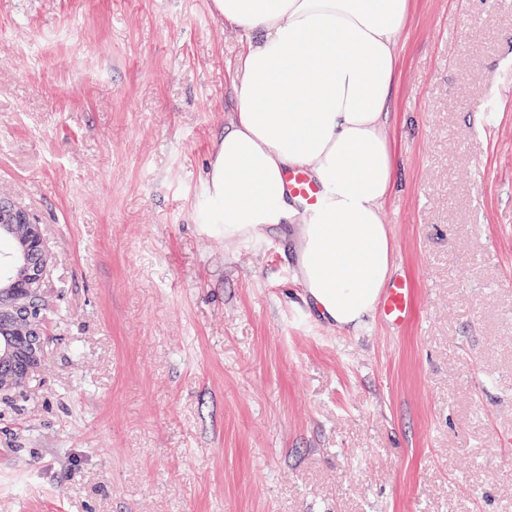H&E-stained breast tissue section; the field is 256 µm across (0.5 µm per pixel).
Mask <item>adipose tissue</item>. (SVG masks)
Segmentation results:
<instances>
[{
  "instance_id": "adipose-tissue-1",
  "label": "adipose tissue",
  "mask_w": 512,
  "mask_h": 512,
  "mask_svg": "<svg viewBox=\"0 0 512 512\" xmlns=\"http://www.w3.org/2000/svg\"><path fill=\"white\" fill-rule=\"evenodd\" d=\"M235 28L236 110L208 174V223L237 239L302 225L297 276L321 316L359 329L393 266L383 219L394 190L384 127L410 0H211ZM308 169L322 205L303 209L284 175Z\"/></svg>"
}]
</instances>
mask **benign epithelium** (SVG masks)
<instances>
[{
    "label": "benign epithelium",
    "mask_w": 512,
    "mask_h": 512,
    "mask_svg": "<svg viewBox=\"0 0 512 512\" xmlns=\"http://www.w3.org/2000/svg\"><path fill=\"white\" fill-rule=\"evenodd\" d=\"M0 222L4 224H32L34 219L29 212L10 202L0 203ZM20 260L16 262L17 280L27 288L38 287L45 281L49 272L46 257L49 256L41 231H36L22 243ZM6 321L17 328L23 336V355L16 368L0 376L1 385L26 383L39 369L46 352L44 336L45 316L40 304L21 301L9 307L0 308V322Z\"/></svg>",
    "instance_id": "7a95c632"
}]
</instances>
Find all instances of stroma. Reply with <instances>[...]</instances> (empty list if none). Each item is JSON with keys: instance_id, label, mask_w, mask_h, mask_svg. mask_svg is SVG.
I'll list each match as a JSON object with an SVG mask.
<instances>
[{"instance_id": "obj_1", "label": "stroma", "mask_w": 512, "mask_h": 512, "mask_svg": "<svg viewBox=\"0 0 512 512\" xmlns=\"http://www.w3.org/2000/svg\"><path fill=\"white\" fill-rule=\"evenodd\" d=\"M384 123L402 329L304 300L300 227L203 221L210 0H0V198L52 256L0 512H512V0H411Z\"/></svg>"}]
</instances>
